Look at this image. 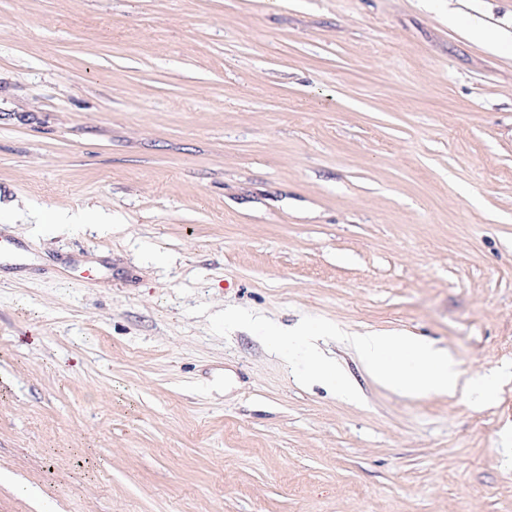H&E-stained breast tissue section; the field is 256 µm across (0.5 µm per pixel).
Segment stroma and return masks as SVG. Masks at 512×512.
<instances>
[{
	"mask_svg": "<svg viewBox=\"0 0 512 512\" xmlns=\"http://www.w3.org/2000/svg\"><path fill=\"white\" fill-rule=\"evenodd\" d=\"M463 12L448 23L449 7ZM512 0H0V512H512V382L298 384L251 332L512 361ZM35 224H49L58 226L59 224H85L93 219L96 224H110L111 220L102 212L82 211L72 213L67 210H55L51 212H39L32 215Z\"/></svg>",
	"mask_w": 512,
	"mask_h": 512,
	"instance_id": "35a3bbf8",
	"label": "stroma"
}]
</instances>
